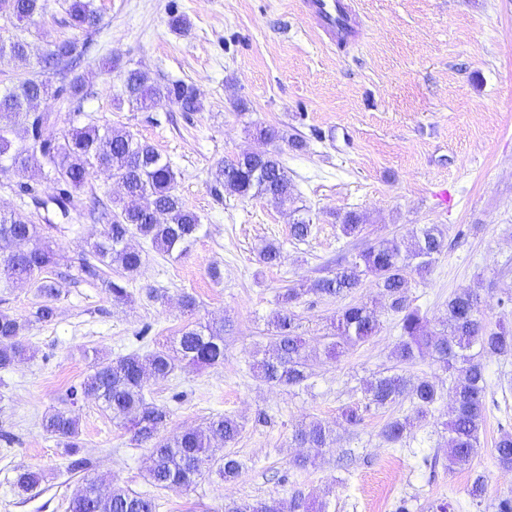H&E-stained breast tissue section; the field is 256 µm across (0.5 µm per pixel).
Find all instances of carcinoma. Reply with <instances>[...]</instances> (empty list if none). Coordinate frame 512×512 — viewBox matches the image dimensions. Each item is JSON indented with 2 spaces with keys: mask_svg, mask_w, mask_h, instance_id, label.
Returning <instances> with one entry per match:
<instances>
[{
  "mask_svg": "<svg viewBox=\"0 0 512 512\" xmlns=\"http://www.w3.org/2000/svg\"><path fill=\"white\" fill-rule=\"evenodd\" d=\"M68 26L91 32L101 20L93 0H63ZM4 16L14 25L34 22L42 15V0H3ZM27 42L18 36L0 37V60L26 57ZM84 53L74 40L51 41L45 57L38 61L40 73L62 71ZM85 78L75 75L54 89L45 78H25L0 90V168L8 166L20 172L36 170L60 186L59 194L40 202L44 209L67 218L77 210L78 189L85 186L93 173L108 172L128 199L148 197L152 209L141 210L116 201L100 238L93 242L89 256L79 261V270L89 278L101 276L102 268L116 267L124 274H136L142 254L129 244L138 236L158 251L181 257L198 238L202 224L176 191L177 176L170 163L149 143L135 138L117 126L85 125L73 128L62 140L43 137L44 130L56 117L49 112H36L33 106L54 93L72 98L84 95ZM123 97L138 109H151L162 103L178 105L184 112L199 110L195 88L181 81L161 83L140 68L126 70ZM257 138L264 147L224 160L216 171V181L224 189L240 197L266 200L290 218V233L297 241L306 240L313 224L307 210L296 205L288 173L277 149L269 145L285 139L274 128H262ZM343 236L357 238L362 234L366 217L354 210L336 214ZM38 225L13 211L0 210V251L8 252L0 260V275L8 279L26 280L40 298L32 317L36 323H49L55 315L54 301L59 290L44 276L58 264L56 252L48 243L36 245ZM447 231L439 224H424L410 238H385L361 248L350 261L340 263L336 272L315 280L310 287L289 288L282 294L281 306L274 311L270 325L276 332L275 346L251 364L253 372L272 385L300 388L309 374L306 366V341L297 333L296 314L292 305L303 294L314 293L344 297L360 287L362 277L373 278L379 293L399 317L400 336L391 352L398 364H408L426 355L435 358L448 373V391L427 377H411L392 367L363 385L365 403L348 405L341 417L351 427L364 421V412L375 407L386 408L403 400L410 402L408 413L390 418L382 429L385 440L401 443L413 429L429 422L435 406L444 398L453 401L452 417L444 423L446 467L453 470L472 464L480 449L484 423L488 381L485 357L512 358V327L502 323H486L479 314V295L464 289L448 298L446 330L433 332L420 310L409 299L411 275L426 274L447 248ZM279 247L265 244L259 251L260 262L275 266L280 262ZM29 320H19L0 313V371L29 359L30 347L23 332ZM333 341L324 346L332 357L340 350L369 341L381 329L376 310L364 302L351 303L332 323ZM215 366L224 363V326L195 324L187 326L170 348L149 354L128 353L117 358L97 355L92 373L68 389L67 398L76 404L79 398H93L132 433L137 444L150 450L148 477L159 490L188 489L206 473L214 472L223 481L239 477L243 463L224 447L236 442L243 425L232 415L218 416L205 425L188 429L174 439L159 437L168 410L149 399L145 393L147 379H166L176 363ZM46 434L60 440L70 457L71 473L90 469L89 459L80 455L79 419L71 410H55L42 418ZM299 448L309 449L297 464L304 467L315 462L335 441V430L321 421L300 425L293 434ZM495 458L501 469L512 471V431L501 429L495 442ZM45 475L37 470L17 471L13 486L19 495L37 491ZM103 480L85 478L76 487L69 512H157L156 496L112 487L102 490ZM486 484L482 476L471 482L468 495L474 507L482 506ZM302 502L289 503L276 498L252 502H234L226 512H297Z\"/></svg>",
  "mask_w": 512,
  "mask_h": 512,
  "instance_id": "obj_1",
  "label": "carcinoma"
}]
</instances>
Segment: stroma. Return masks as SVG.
Segmentation results:
<instances>
[{"label":"stroma","instance_id":"stroma-1","mask_svg":"<svg viewBox=\"0 0 512 512\" xmlns=\"http://www.w3.org/2000/svg\"><path fill=\"white\" fill-rule=\"evenodd\" d=\"M102 21L86 33L64 22L62 0L29 24V57L0 62V86L37 72L51 40L89 42L76 66L86 78L81 98L47 97L37 109L57 115L49 138L87 124L120 126L152 144L177 174L178 192L201 218L202 230L186 257L176 259L133 238L143 264L129 279L130 302H115L100 279L78 270L104 222L85 218L44 226L60 256L49 275L60 290L51 322L26 331L34 359L0 373V512H67L81 477L69 473L56 438L42 417L62 408L70 386L91 370L94 353L113 357L171 346L196 323L224 326V363L179 364L147 392L170 408L161 437L170 439L211 418L228 414L243 431L228 450L244 464L239 478L204 475L186 490H162L159 512H224L230 500L302 497L305 512H427L448 499L454 512H476L467 488L484 474L489 498L512 490V474L494 456L501 424L512 425V359L486 361L488 395L481 450L471 467H429L426 458L445 452L448 402L406 442L391 445L381 430L409 402L369 411L355 429L337 427L333 448L300 468L302 449L291 443L295 427L319 420L335 424L341 408L364 399L362 386L392 368L398 318L363 278L350 299L374 306L380 332L368 342L326 358L322 346L346 300L306 294L294 311L314 351L307 387L271 386L257 378L254 355L271 347L267 321L286 288L307 286L335 272L338 259L370 241L406 237L424 224L448 232V250L424 278H412L409 296L441 331L448 298L468 288L480 296L489 323L512 321V0H356L365 35L350 52L326 48L306 18L301 0H96ZM185 16L186 31L173 30L172 15ZM151 77L183 81L198 95L199 111L161 104L139 110L120 103L126 68ZM280 130L304 142L282 146L298 205L313 222L306 241L293 239L287 212L259 198L215 189L224 160L257 149L256 127ZM31 183L36 196L55 195V182L0 170V209L33 223L43 214L18 187ZM448 189L451 207L436 193ZM367 218L357 239L344 237L337 213ZM279 246L276 266L259 262L263 244ZM218 266L221 281L208 275ZM164 302L148 298L149 290ZM197 301L183 310V295ZM81 456L92 476L133 492L149 491V450L100 403L81 400ZM44 470L43 490L18 495L20 467Z\"/></svg>","mask_w":512,"mask_h":512}]
</instances>
